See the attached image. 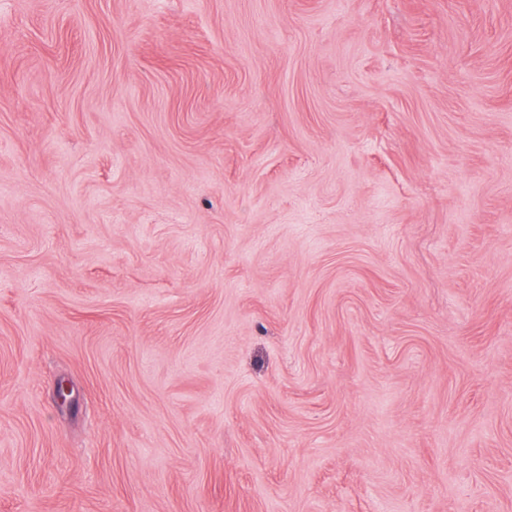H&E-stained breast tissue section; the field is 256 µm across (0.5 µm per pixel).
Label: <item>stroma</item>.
<instances>
[{
	"label": "stroma",
	"mask_w": 512,
	"mask_h": 512,
	"mask_svg": "<svg viewBox=\"0 0 512 512\" xmlns=\"http://www.w3.org/2000/svg\"><path fill=\"white\" fill-rule=\"evenodd\" d=\"M0 512H512V0H0Z\"/></svg>",
	"instance_id": "stroma-1"
}]
</instances>
